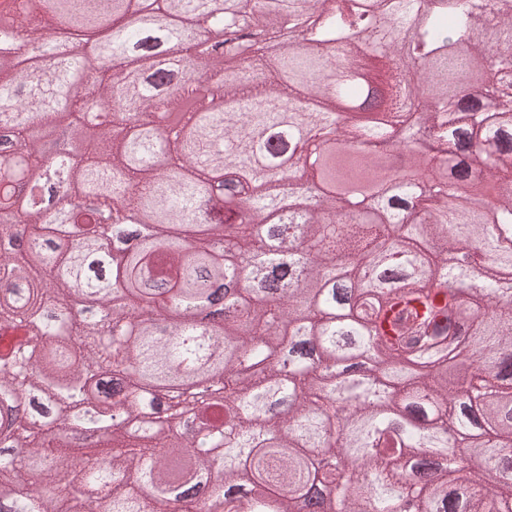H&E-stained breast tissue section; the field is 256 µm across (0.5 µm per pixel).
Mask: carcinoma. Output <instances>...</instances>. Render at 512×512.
<instances>
[{
  "label": "carcinoma",
  "mask_w": 512,
  "mask_h": 512,
  "mask_svg": "<svg viewBox=\"0 0 512 512\" xmlns=\"http://www.w3.org/2000/svg\"><path fill=\"white\" fill-rule=\"evenodd\" d=\"M236 13L278 33L311 19L309 36L273 41L233 65L219 85L229 112H187L159 144L116 142L82 122L120 105L119 123L173 112V95L115 76L71 94L99 43L77 42L35 77L0 56V153L29 149L28 180L47 168L38 129L95 146L84 164L54 166L76 192L129 213L159 210L155 237L122 250L105 272L56 240L90 221L79 210L0 214V512H512V0H233ZM138 0H41L42 8L101 34ZM169 37L214 25L203 0H154ZM17 30L53 50L41 18L0 0V33ZM153 27L107 36L136 68L153 56ZM493 97L498 107L487 109ZM336 127L318 170L272 181L300 137L278 126L303 101ZM165 151L170 169H155ZM307 177L314 201L294 181ZM247 204L227 212L223 199ZM234 242L219 259L194 237ZM269 268L267 293L235 288L236 312L177 319L194 294ZM92 312L70 311L74 282ZM459 295L468 313L454 315ZM148 310L154 326L130 335ZM203 365L220 402L199 422L164 407L158 386ZM460 438H448V421ZM482 466L458 485L469 433ZM335 470L320 478L319 457ZM432 455L441 471L415 486L403 469Z\"/></svg>",
  "instance_id": "1"
}]
</instances>
